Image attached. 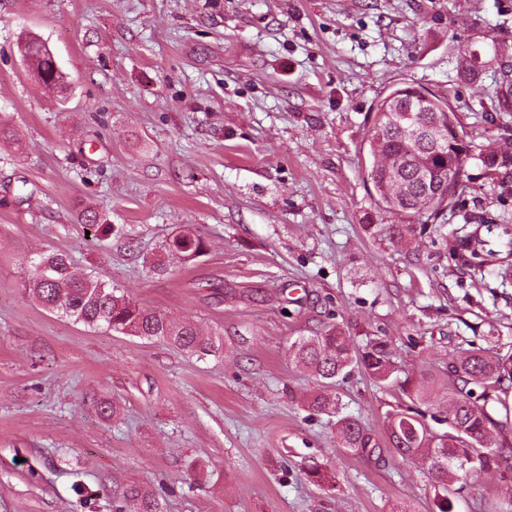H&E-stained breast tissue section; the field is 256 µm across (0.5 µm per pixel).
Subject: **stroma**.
Listing matches in <instances>:
<instances>
[{
  "mask_svg": "<svg viewBox=\"0 0 512 512\" xmlns=\"http://www.w3.org/2000/svg\"><path fill=\"white\" fill-rule=\"evenodd\" d=\"M28 33L67 74L60 95L26 73ZM493 46L512 54V0H0V126L18 136L0 140V512H112L130 484L161 491L164 512H433L420 461L337 450L288 347L330 324L387 340L432 386L439 434L449 358L512 352V250L469 264L460 247L475 217L512 216V168L469 161L405 241L365 181L371 113L396 83L447 95L478 148L512 143L496 63L461 71ZM184 229L205 254L152 275L146 257ZM45 251L220 333L223 353L47 312L25 292ZM335 392L377 438L399 403L360 370ZM490 501L512 502V473L470 474L453 512Z\"/></svg>",
  "mask_w": 512,
  "mask_h": 512,
  "instance_id": "35a3bbf8",
  "label": "stroma"
}]
</instances>
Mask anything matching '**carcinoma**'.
Returning a JSON list of instances; mask_svg holds the SVG:
<instances>
[{
	"mask_svg": "<svg viewBox=\"0 0 512 512\" xmlns=\"http://www.w3.org/2000/svg\"><path fill=\"white\" fill-rule=\"evenodd\" d=\"M22 55L31 59L43 79L42 87L50 92L66 75L57 66L47 44L37 37H26ZM485 62L480 52L472 50L464 59L463 71L476 76ZM499 80L503 103L501 109L512 110V64H499ZM414 99L418 105L415 117L422 123L440 122L456 137L453 153H438L428 142L406 139L397 124L396 109ZM374 121L367 138L370 163L367 181L371 184L374 204L380 211L396 218L435 215L455 195L459 179L446 178V186L436 199L424 196V184L418 176L415 160L425 161L441 172L453 165L457 170L471 159L481 162L487 173L512 167V149L500 148L495 153H474V146L458 137V121L448 97L423 87L403 84L381 97L373 109ZM204 240L190 233L187 248H171L164 243L158 253L147 260L149 270L158 276L169 273L171 260L192 261L205 252ZM28 294L45 310L81 323L90 329L105 328L120 334L147 340L160 339L181 352L202 359L223 351V340L217 333L204 335L196 324L177 321L140 305L112 285L92 274H78L68 254H40L31 262ZM292 360L322 380L323 389L313 395L309 407L319 411H337L339 400L331 388L338 378H346L355 369L364 370L377 384L390 386L410 404L389 412L383 423L387 447L404 461L418 459L427 466L434 481L437 512H452L450 496L453 486L470 472L500 469L512 470V463L498 451L496 434L512 428V407L504 395L512 386V354L501 355L482 347L468 349L448 364V428L442 434L433 432L426 414L417 404L427 403L428 392L410 376L400 377L387 341L368 340L353 345L338 326H328L312 336H301L291 343ZM481 389L475 393L474 388ZM496 402L505 415L494 419L487 405ZM337 447L354 456L371 457L380 450L361 421L352 416L336 419ZM135 505L136 512H163L159 494L144 486L126 487L122 498L113 503L115 512H124L125 504Z\"/></svg>",
	"mask_w": 512,
	"mask_h": 512,
	"instance_id": "obj_1",
	"label": "carcinoma"
}]
</instances>
